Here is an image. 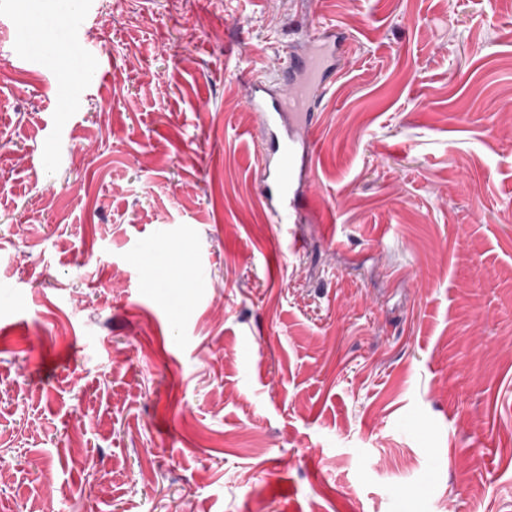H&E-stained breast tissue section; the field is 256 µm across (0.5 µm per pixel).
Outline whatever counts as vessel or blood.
Returning <instances> with one entry per match:
<instances>
[{
	"label": "vessel or blood",
	"mask_w": 512,
	"mask_h": 512,
	"mask_svg": "<svg viewBox=\"0 0 512 512\" xmlns=\"http://www.w3.org/2000/svg\"><path fill=\"white\" fill-rule=\"evenodd\" d=\"M342 56L335 34L316 32L293 47L277 77L264 69L240 76L243 102L262 135L257 180L274 223L316 224L329 241L335 215L320 208L311 193L316 180L311 133Z\"/></svg>",
	"instance_id": "b4317fda"
}]
</instances>
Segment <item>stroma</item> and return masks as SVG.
Instances as JSON below:
<instances>
[{
    "mask_svg": "<svg viewBox=\"0 0 512 512\" xmlns=\"http://www.w3.org/2000/svg\"><path fill=\"white\" fill-rule=\"evenodd\" d=\"M0 0V512H512V0ZM331 27L337 216L239 67Z\"/></svg>",
    "mask_w": 512,
    "mask_h": 512,
    "instance_id": "obj_1",
    "label": "stroma"
}]
</instances>
